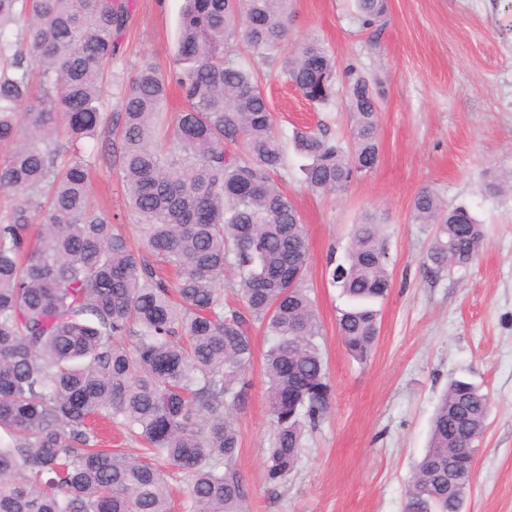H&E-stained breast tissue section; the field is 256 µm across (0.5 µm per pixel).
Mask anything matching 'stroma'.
Segmentation results:
<instances>
[{
    "label": "stroma",
    "instance_id": "1",
    "mask_svg": "<svg viewBox=\"0 0 512 512\" xmlns=\"http://www.w3.org/2000/svg\"><path fill=\"white\" fill-rule=\"evenodd\" d=\"M183 0H130L116 39L100 107L115 117L118 98L143 57L169 71L177 52ZM288 40L317 33L340 68L378 79L379 159L335 195L306 189L290 149L294 130L346 136L341 102L313 108L253 56L263 78L286 166L275 177L308 231L310 271L334 391L332 407L307 431L301 461L280 485L264 477L273 426L261 361L252 367L236 466L252 512H403L414 467L450 377L465 375L490 393L488 428L477 444L472 493L463 512H512V190L489 185L512 175V0H388L377 32L363 30L355 0H294ZM92 155L93 203L139 236L117 168ZM433 188L448 204H466L482 221L485 246L468 267L433 272V232L410 217L414 196ZM386 215L393 288L380 304L379 337L361 364L341 345L336 318L345 305L325 274L330 249L344 250L365 211Z\"/></svg>",
    "mask_w": 512,
    "mask_h": 512
}]
</instances>
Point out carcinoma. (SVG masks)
I'll return each mask as SVG.
<instances>
[{
    "instance_id": "obj_1",
    "label": "carcinoma",
    "mask_w": 512,
    "mask_h": 512,
    "mask_svg": "<svg viewBox=\"0 0 512 512\" xmlns=\"http://www.w3.org/2000/svg\"><path fill=\"white\" fill-rule=\"evenodd\" d=\"M292 0H185L166 74L145 58L115 121L99 103L126 24V0H0V512H171L170 474L137 454L99 447L95 419L116 423L183 473L186 512H250L236 467L239 433L226 409L247 406L252 320L271 345L263 375L274 431L265 478L297 467L305 430L333 389L306 284L302 216L272 179L285 167L275 119L245 47L312 105L336 98L338 64L315 34L285 52ZM361 27L381 26L386 0H357ZM353 114L340 141L300 130L302 181L346 190L378 162L380 86L350 69ZM183 107L164 133L171 85ZM112 138L139 249L90 203L88 140ZM412 219L434 229L427 260L465 268L482 224L425 187ZM245 311L224 305V267ZM348 300L337 331L359 362L373 352L375 304L392 288L381 220L365 213L342 261L327 259ZM490 398L454 377L436 407L404 512H462Z\"/></svg>"
}]
</instances>
